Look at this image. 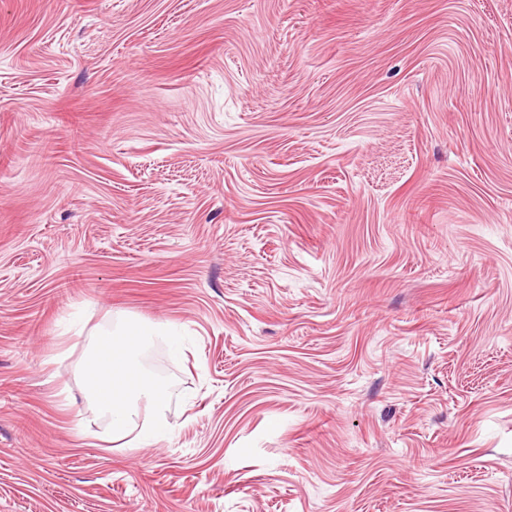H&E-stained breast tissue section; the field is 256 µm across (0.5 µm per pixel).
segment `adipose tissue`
I'll use <instances>...</instances> for the list:
<instances>
[{"instance_id":"1","label":"adipose tissue","mask_w":512,"mask_h":512,"mask_svg":"<svg viewBox=\"0 0 512 512\" xmlns=\"http://www.w3.org/2000/svg\"><path fill=\"white\" fill-rule=\"evenodd\" d=\"M141 325L108 334V348L96 349L83 366L86 395L95 408L108 417L113 440L128 436L140 417V405H147L156 420V432L167 431L164 385L135 366V353L150 336Z\"/></svg>"}]
</instances>
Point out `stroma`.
<instances>
[{
    "label": "stroma",
    "mask_w": 512,
    "mask_h": 512,
    "mask_svg": "<svg viewBox=\"0 0 512 512\" xmlns=\"http://www.w3.org/2000/svg\"><path fill=\"white\" fill-rule=\"evenodd\" d=\"M0 512H512V0H0ZM108 349L99 345L83 366L86 396L95 408L109 418L112 441L128 436L140 417L138 402L144 400L156 419V430L143 434L140 442L150 444L153 434L167 433L164 420L167 396L164 385L135 366V353L147 336L165 334L141 325L104 334Z\"/></svg>",
    "instance_id": "stroma-1"
}]
</instances>
